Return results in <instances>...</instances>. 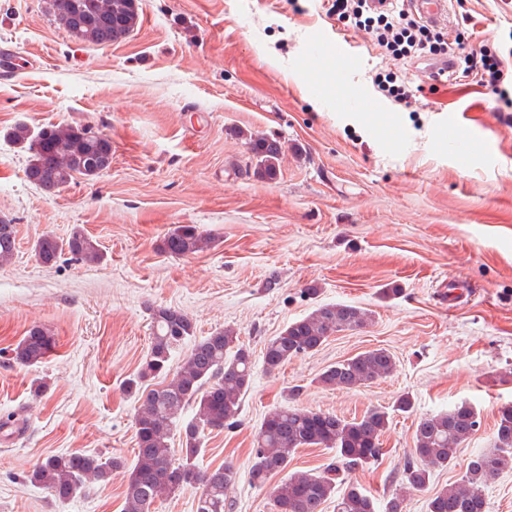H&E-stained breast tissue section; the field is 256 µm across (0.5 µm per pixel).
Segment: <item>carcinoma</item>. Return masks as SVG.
I'll list each match as a JSON object with an SVG mask.
<instances>
[{
    "mask_svg": "<svg viewBox=\"0 0 512 512\" xmlns=\"http://www.w3.org/2000/svg\"><path fill=\"white\" fill-rule=\"evenodd\" d=\"M55 23L75 42L108 46L124 39L138 20L137 0H47ZM12 143L31 154L25 169L27 180L49 195L61 192L76 176L93 180L112 164V141L89 127L72 124L50 125L37 132L17 123L7 133ZM253 153L264 174L276 176L282 155L280 141L257 138ZM208 247V239L194 225L174 227L163 240V250L183 257ZM17 251L16 227L0 218V263ZM35 256L53 266L65 254L99 263L104 254L99 245L76 227L66 241L52 236L40 238ZM153 337L136 376L127 381L140 402L134 418L137 461H102L94 455L69 453L50 455L36 465L29 481L47 488L62 501H69L96 482H106L112 472L126 470L124 512H150L159 493L197 487L200 494L196 512H226L224 491L236 480L230 466L202 469L199 458L205 432L232 428L237 423L244 396L252 384L254 353L240 342L231 329L219 330L194 341L176 376L168 383L153 379L164 374L172 351L194 337L192 318L172 307L151 310ZM367 313L351 305H320L308 316L296 320L268 338L261 351L264 368L273 372L288 361L318 351L334 333L361 329ZM54 345L50 331L31 327L12 350L14 360L27 367L43 362ZM396 362L384 348H373L327 367L318 381L324 386L355 389L370 385L390 374ZM195 415L178 426L187 408ZM412 399L403 394L391 408L374 407L361 417L347 420L334 413L295 407H279L265 414L253 441L250 480L264 484L285 470L288 458L300 448L319 447L336 453V465L323 473L295 472L277 486L275 512H324L336 499V512H376L372 496L339 475L378 462L383 455L381 437L390 424V413H407ZM481 424L477 408L461 402L448 411L421 418L414 431V456L435 467L453 464L457 448ZM179 430L180 457L175 459L169 440ZM512 469V405L498 410L494 447L468 458L457 485L437 491L426 500L427 512H487L484 488L500 473ZM431 471L410 462L402 480L408 488L424 492ZM345 485L342 494L336 486Z\"/></svg>",
    "mask_w": 512,
    "mask_h": 512,
    "instance_id": "1",
    "label": "carcinoma"
}]
</instances>
